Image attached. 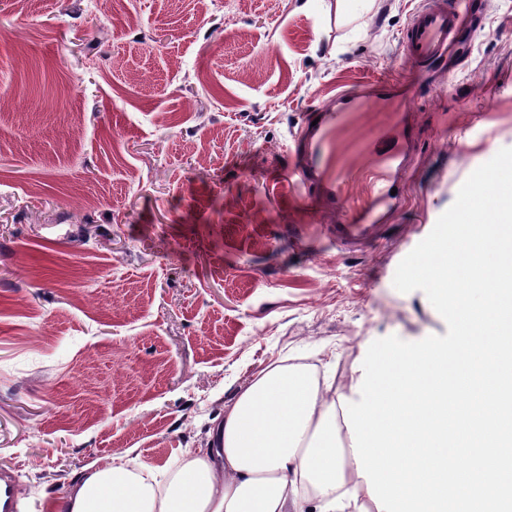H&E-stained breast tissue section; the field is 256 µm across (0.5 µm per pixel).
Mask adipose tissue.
I'll return each mask as SVG.
<instances>
[{
	"mask_svg": "<svg viewBox=\"0 0 512 512\" xmlns=\"http://www.w3.org/2000/svg\"><path fill=\"white\" fill-rule=\"evenodd\" d=\"M339 395L309 366L271 364L225 407L209 449L161 471L88 466L58 512H378Z\"/></svg>",
	"mask_w": 512,
	"mask_h": 512,
	"instance_id": "obj_1",
	"label": "adipose tissue"
}]
</instances>
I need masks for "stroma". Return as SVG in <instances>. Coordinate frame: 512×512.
<instances>
[{
	"label": "stroma",
	"instance_id": "35a3bbf8",
	"mask_svg": "<svg viewBox=\"0 0 512 512\" xmlns=\"http://www.w3.org/2000/svg\"><path fill=\"white\" fill-rule=\"evenodd\" d=\"M0 0V469L51 512L83 467L207 447L285 359L344 386L369 345L447 324L401 260L512 148V0L430 73L420 0ZM415 83L400 202L365 249L279 180L336 89Z\"/></svg>",
	"mask_w": 512,
	"mask_h": 512
}]
</instances>
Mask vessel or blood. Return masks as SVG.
Here are the masks:
<instances>
[{
  "instance_id": "vessel-or-blood-1",
  "label": "vessel or blood",
  "mask_w": 512,
  "mask_h": 512,
  "mask_svg": "<svg viewBox=\"0 0 512 512\" xmlns=\"http://www.w3.org/2000/svg\"><path fill=\"white\" fill-rule=\"evenodd\" d=\"M477 13L472 0H430L417 10L400 36L407 59L421 69L446 62L459 48ZM415 94L412 86L384 77L341 89L315 110L316 125L306 126L296 138L299 164L283 179L302 197L318 200L321 209L343 216L359 212V220L336 227L337 241L367 236L376 208L390 206L395 179L411 146L406 117ZM381 115L380 126L364 135L357 158L333 162L332 130L347 124L355 113ZM371 180L376 189L370 201L353 192L356 184ZM20 486L11 474L0 472V512H15Z\"/></svg>"
}]
</instances>
